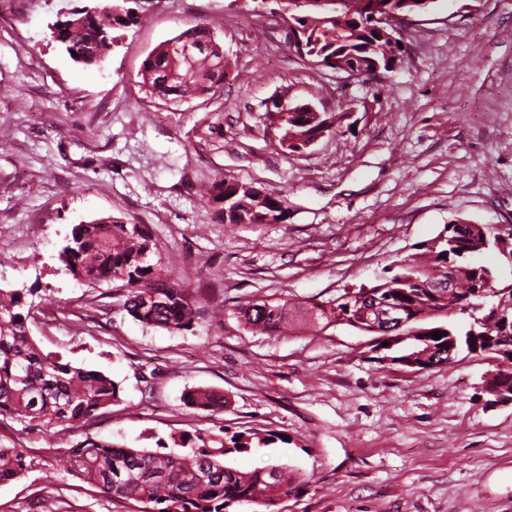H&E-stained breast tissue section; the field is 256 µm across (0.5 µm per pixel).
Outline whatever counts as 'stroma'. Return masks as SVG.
<instances>
[{"mask_svg":"<svg viewBox=\"0 0 512 512\" xmlns=\"http://www.w3.org/2000/svg\"><path fill=\"white\" fill-rule=\"evenodd\" d=\"M93 2L0 0V288L33 290L38 346L106 372L120 400L46 440L1 422L0 446L29 438L31 465L0 482V512H130L55 455L88 437L153 450L222 426L280 435L230 460L301 476L275 512H512V405L488 403L484 357L406 372L371 360L352 327L261 334L235 314L372 284L455 219L512 225V0H438L394 72L350 82L289 49L276 0H135L102 62L78 64L49 27ZM196 23L223 45L228 76L181 102L147 93L143 61ZM283 93L355 110L289 154L265 121ZM221 176L287 195V222L218 221L201 191ZM108 216L147 225L171 280L207 293L222 319L147 328L119 284L74 279L61 248ZM196 388L226 406L186 405Z\"/></svg>","mask_w":512,"mask_h":512,"instance_id":"1","label":"stroma"}]
</instances>
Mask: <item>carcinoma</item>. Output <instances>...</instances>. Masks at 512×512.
Returning a JSON list of instances; mask_svg holds the SVG:
<instances>
[{
	"mask_svg": "<svg viewBox=\"0 0 512 512\" xmlns=\"http://www.w3.org/2000/svg\"><path fill=\"white\" fill-rule=\"evenodd\" d=\"M131 0H98L88 8L72 10L54 23L53 40L70 59L84 65L102 61L116 44L114 31L128 27ZM377 0H341L322 6L318 0H277L282 20L289 22L298 38L296 52L322 67L340 61L362 75H369L375 62L383 71H393L401 62L402 47L372 28ZM437 0H400L395 9L426 14ZM228 62L211 30L193 25L153 50L142 64L141 84L151 94L167 99L193 98L224 81ZM348 105L338 112H304L297 103L280 111L274 102L266 108L276 116L280 141L287 151L298 152L314 140L332 135L347 117ZM208 204L226 224H270L288 220V197L264 192L232 178L214 180L207 191ZM494 249L495 237L475 234L468 223L452 222L448 233L424 243L422 259L397 262L399 272L370 288L406 312L409 329L417 330L406 342L387 351L392 362H406L418 353L430 352L440 361L448 359V345L456 351L474 352L495 336L498 323L491 319L503 299L512 301V282L504 284L497 273L471 263L483 252L481 243ZM152 237L144 224H125L104 217L91 224H78L71 232L60 259L76 279L94 287L120 282L125 288L126 311L145 327L181 332L193 327L205 298L170 282L162 259H153ZM464 282L462 288H441L451 272ZM161 303L152 301L154 295ZM427 309L447 318L454 312L468 313V329L458 332L444 325L423 327L415 319ZM33 310L26 290L0 288V417L20 421L28 432L45 437L56 426L79 428L98 411L119 402L118 384L102 371L87 370L43 352L30 336L28 321ZM358 300L338 295L328 305L285 298L250 301L238 308L242 323L255 330L280 333L292 326L324 327L345 319L355 326L360 317ZM435 331L443 333L432 338ZM186 404L199 409L224 407V396L208 389L186 394ZM279 436L262 435L250 428L229 432H198L171 436V444L157 443L158 450L128 448L107 440L87 438L70 448L63 468L84 480L98 493L122 499L132 512H229L236 504L251 503L271 508L277 498L288 495L298 480L285 464L278 465L280 478L272 481L261 468L239 471L225 464L226 458L253 447H267ZM30 448L23 444L0 447V481L23 474L29 468Z\"/></svg>",
	"mask_w": 512,
	"mask_h": 512,
	"instance_id": "obj_1",
	"label": "carcinoma"
}]
</instances>
